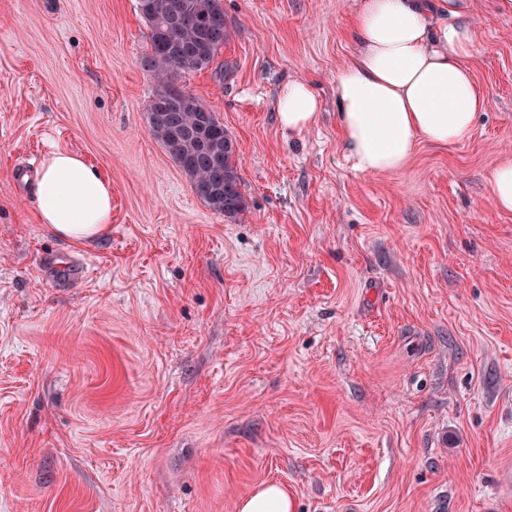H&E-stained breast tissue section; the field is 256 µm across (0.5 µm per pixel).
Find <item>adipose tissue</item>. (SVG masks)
Returning <instances> with one entry per match:
<instances>
[{"label":"adipose tissue","mask_w":512,"mask_h":512,"mask_svg":"<svg viewBox=\"0 0 512 512\" xmlns=\"http://www.w3.org/2000/svg\"><path fill=\"white\" fill-rule=\"evenodd\" d=\"M348 38L350 60L336 73L338 127L356 170H404L420 142L453 146L472 133L486 106L469 61L477 53L471 22L452 0H362ZM283 130L314 124L319 101L304 80L276 101ZM40 223L59 238L90 244L112 222V188L78 155L55 150L42 163L35 192Z\"/></svg>","instance_id":"obj_1"}]
</instances>
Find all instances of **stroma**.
Listing matches in <instances>:
<instances>
[{"instance_id": "1", "label": "stroma", "mask_w": 512, "mask_h": 512, "mask_svg": "<svg viewBox=\"0 0 512 512\" xmlns=\"http://www.w3.org/2000/svg\"><path fill=\"white\" fill-rule=\"evenodd\" d=\"M231 39L177 85L239 147L244 210L151 133L137 0H0V512H512V0H460L487 96L469 139L353 169L336 72L360 0H223ZM308 81L300 134L275 101ZM112 186L90 244L34 214L52 150ZM319 107L310 84L301 79L288 82L279 91L276 101L280 126L288 133H301L312 126ZM498 212L512 213V154L503 155L484 176ZM240 512H292L293 504L288 492L277 483H267L245 499Z\"/></svg>"}]
</instances>
